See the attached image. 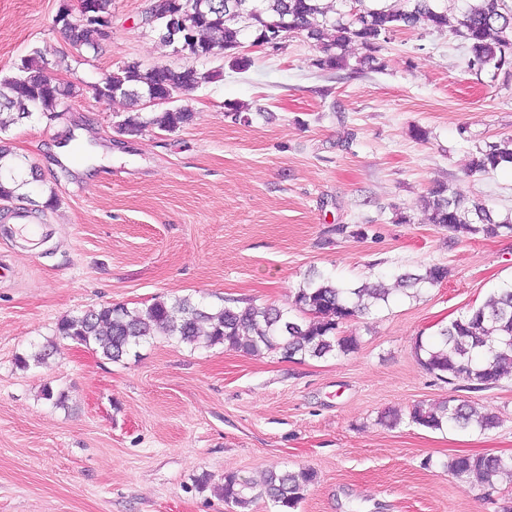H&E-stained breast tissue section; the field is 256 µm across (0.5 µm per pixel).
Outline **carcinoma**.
Segmentation results:
<instances>
[{
	"instance_id": "cac0c4a2",
	"label": "carcinoma",
	"mask_w": 512,
	"mask_h": 512,
	"mask_svg": "<svg viewBox=\"0 0 512 512\" xmlns=\"http://www.w3.org/2000/svg\"><path fill=\"white\" fill-rule=\"evenodd\" d=\"M335 0H235L224 7V0H186L181 12L179 33H157L159 41L173 46L187 58L199 60L232 52L247 37L261 41L283 23L320 45L323 56L317 60L322 70H341L345 57L337 50L351 42L360 43L369 55L360 60L373 67L374 53L397 31H442L448 27V10L439 0H394L390 5H363L359 22L334 16ZM99 19L75 17L63 22L69 12L61 7L58 21L74 49H94L106 33L103 18L112 16L110 0H96ZM453 33L462 38L469 52V64L477 68L501 70L512 65V10L504 0H477L456 20ZM49 62L40 51L20 60L15 72L0 78V133L35 113L53 119L68 111L67 99L75 86H59L48 80ZM218 70L201 72L194 67L181 70L166 65L144 66L138 62L121 65L104 81L92 85L100 101L116 98L134 100L154 92L167 94L175 103L141 115L137 111L118 125V133L130 137L148 128L175 132L190 124L194 112L179 104L184 96L215 80ZM504 164L512 165V137L486 144L472 155L469 167L489 173ZM27 184L18 180L15 170L0 166V202L21 198L18 190ZM428 221L462 236L482 234L496 237L512 234V224L494 219L492 211L480 203H469L459 192L439 184L425 199ZM448 278V268L432 264L414 272L395 276L399 292L428 289ZM393 293L379 281L366 280L350 287L330 273L313 270L296 289L292 308L253 301L241 306L229 303L209 307L189 297L174 301L156 299L144 308L107 304L91 311L61 319L57 341L84 346L104 358L119 362L130 351L148 342L158 329L180 343L206 347L218 344L259 355L276 353L292 360L320 359L348 355L358 349L359 339L342 330L344 324L389 305ZM57 341L29 356L17 357L23 368L29 362L40 364L57 348ZM415 355L428 373L454 384L465 383L471 390L492 388L512 368V283L493 289L478 305L469 307L435 335L418 338ZM412 423L431 430L448 425L486 432L498 427L499 417L482 412L468 400L451 398L430 404H417L409 414ZM457 478L482 488H493L496 477H512V456H455L442 464ZM317 473L272 467L254 482L234 473L224 476V501L237 512H250L258 499L267 500L275 512H292L315 484Z\"/></svg>"
}]
</instances>
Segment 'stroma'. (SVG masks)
I'll return each instance as SVG.
<instances>
[{
  "label": "stroma",
  "mask_w": 512,
  "mask_h": 512,
  "mask_svg": "<svg viewBox=\"0 0 512 512\" xmlns=\"http://www.w3.org/2000/svg\"><path fill=\"white\" fill-rule=\"evenodd\" d=\"M59 5L0 0V77L37 49L67 57L78 88L59 119L6 133L41 179L0 216V512H228L225 475L272 466L316 471L296 512L512 506V482L487 492L441 467L464 453L512 455V377L473 392L415 357L418 337L512 280V234L461 239L424 209L445 184L512 221V167L468 169L477 148L512 136V73L474 69L460 38L422 30L393 33L374 69H359L357 44L347 68L320 69V49L299 34L276 52L246 51L245 70L229 54L191 62L139 26L146 0H112L106 37L77 57ZM132 61L221 76L184 99L190 125L129 139L116 131L129 101L97 100L90 86ZM67 129L89 171L57 163ZM431 264L447 266V280L347 324L360 340L347 355L287 361L158 335L120 363L69 342L45 363H17L61 318L103 304L284 306L313 268L390 288L392 270ZM47 386L65 406L43 399ZM451 397L499 426L409 422L414 405ZM390 408L403 416L393 429L378 422Z\"/></svg>",
  "instance_id": "stroma-1"
}]
</instances>
